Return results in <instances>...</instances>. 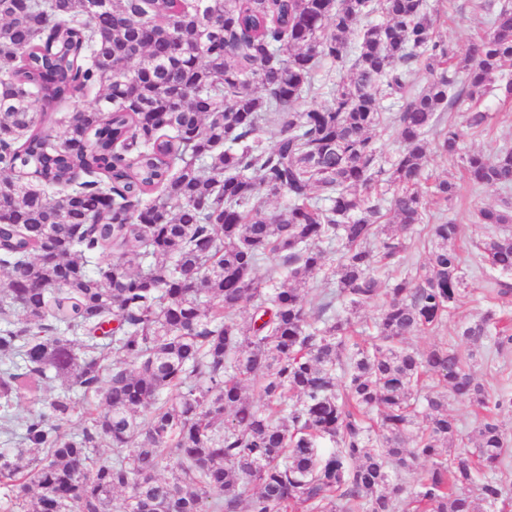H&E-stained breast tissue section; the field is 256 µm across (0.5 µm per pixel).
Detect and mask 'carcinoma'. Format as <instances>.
<instances>
[{
  "label": "carcinoma",
  "mask_w": 512,
  "mask_h": 512,
  "mask_svg": "<svg viewBox=\"0 0 512 512\" xmlns=\"http://www.w3.org/2000/svg\"><path fill=\"white\" fill-rule=\"evenodd\" d=\"M473 7L491 32L460 58L426 0H0L3 430L14 400L61 386L26 421L25 447L0 449L6 512H112L117 492L124 512H240L247 485L246 512L503 500L496 413L512 395H489L452 344L402 346L471 292L460 225L442 217L457 183L428 184L429 156L512 191V145L491 159L462 148L491 122L483 97L512 99V0ZM377 11L385 21L350 41ZM326 60L350 68L319 84ZM80 93L94 106L55 131L53 113ZM320 93L324 106L296 108ZM385 97L400 103L387 168L373 141ZM278 196L287 205L268 210ZM476 219L503 299L512 201ZM420 224L427 262L403 273ZM267 256L284 269L272 286L255 277ZM331 264L337 289L310 287ZM379 299L377 336L357 339L336 304ZM458 335L503 351L507 304ZM73 386L102 400L76 431ZM450 397L477 423L459 455ZM104 445L112 459L94 458ZM421 458L416 485L393 482Z\"/></svg>",
  "instance_id": "cac0c4a2"
}]
</instances>
